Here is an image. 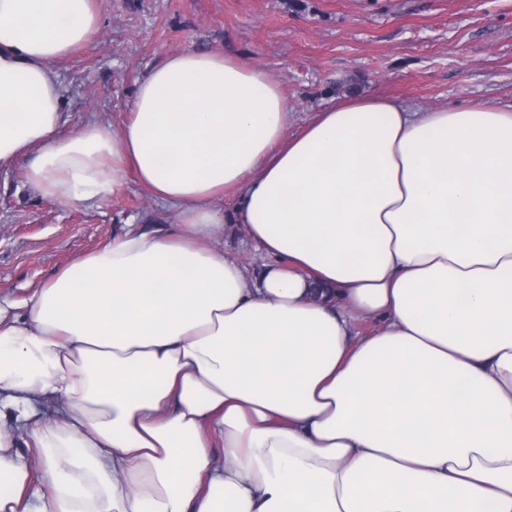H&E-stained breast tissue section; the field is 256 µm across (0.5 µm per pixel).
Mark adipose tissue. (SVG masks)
I'll return each instance as SVG.
<instances>
[{
	"instance_id": "1",
	"label": "adipose tissue",
	"mask_w": 512,
	"mask_h": 512,
	"mask_svg": "<svg viewBox=\"0 0 512 512\" xmlns=\"http://www.w3.org/2000/svg\"><path fill=\"white\" fill-rule=\"evenodd\" d=\"M99 27L0 0V170L88 208L132 177L177 224L0 304V512H512V106L348 96L292 135L269 72L187 50L74 130L54 66ZM224 255L245 264L252 273H258L266 262L265 256L250 241L243 224H228L224 227V236L214 244Z\"/></svg>"
}]
</instances>
